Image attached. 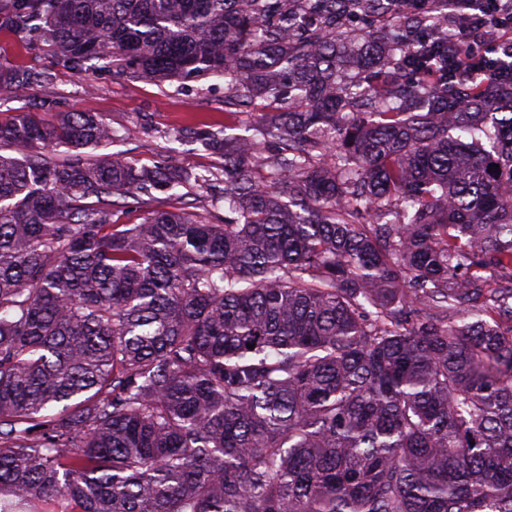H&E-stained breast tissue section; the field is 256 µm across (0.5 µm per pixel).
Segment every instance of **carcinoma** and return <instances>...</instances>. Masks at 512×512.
<instances>
[{"label":"carcinoma","mask_w":512,"mask_h":512,"mask_svg":"<svg viewBox=\"0 0 512 512\" xmlns=\"http://www.w3.org/2000/svg\"><path fill=\"white\" fill-rule=\"evenodd\" d=\"M352 15L394 3L0 0L76 71L259 110L202 171L81 161L116 138L87 112L0 122V512H512V75L461 84L435 11L397 17L417 54ZM178 206L179 204L176 202L166 199L152 204H140L133 198H127L124 204L118 208L119 211L115 213L116 215L113 217V220H117L119 224H138L143 220L147 212L152 209L163 208L175 211V208Z\"/></svg>","instance_id":"carcinoma-1"}]
</instances>
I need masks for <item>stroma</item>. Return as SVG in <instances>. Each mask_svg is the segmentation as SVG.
Listing matches in <instances>:
<instances>
[{"instance_id": "obj_1", "label": "stroma", "mask_w": 512, "mask_h": 512, "mask_svg": "<svg viewBox=\"0 0 512 512\" xmlns=\"http://www.w3.org/2000/svg\"><path fill=\"white\" fill-rule=\"evenodd\" d=\"M33 67L52 76L48 84L14 96L0 94V114L13 112H90L105 118L120 138L108 153L137 165L161 160L175 134L189 129L232 127L244 133L254 114L240 113L224 93L223 78L155 84L132 81L96 66L78 72L46 47L0 29V63Z\"/></svg>"}]
</instances>
